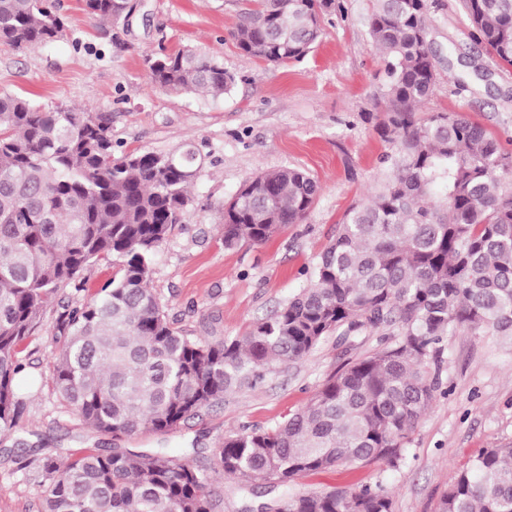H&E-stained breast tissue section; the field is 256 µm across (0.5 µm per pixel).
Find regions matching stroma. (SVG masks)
<instances>
[{"instance_id":"obj_1","label":"stroma","mask_w":512,"mask_h":512,"mask_svg":"<svg viewBox=\"0 0 512 512\" xmlns=\"http://www.w3.org/2000/svg\"><path fill=\"white\" fill-rule=\"evenodd\" d=\"M66 18L56 41L18 49L0 41V93L43 108L86 107L112 119L124 151L197 155L191 203L153 261L151 288L171 326L215 341L251 326L310 284V274L350 205L367 199L390 148L382 133V54L368 21L374 0H336L322 34L303 60L272 66L241 55L227 32L245 0H141L130 20L101 22L83 0H55ZM428 38L437 83L422 116L455 112L482 125L512 151V67L475 41L460 0H428ZM191 49L234 73L231 93L154 87L147 54ZM297 168L321 192L303 221L262 244L224 245V204L256 173ZM79 300L59 290L38 333L24 344L18 391L25 400L19 428L0 435V512H40L42 486L26 461L65 448H163L182 455L202 449L207 463L225 434L241 426L269 428L304 406L323 381L379 343L363 333L341 342L326 337L307 357L260 386L225 397L165 434L119 441L91 431L62 401L50 377L65 336L62 313ZM442 386L419 419L400 468L375 463L348 474L299 479L294 493L326 492L358 481L382 484L393 512H435L457 474L483 451L512 443V344L487 332L446 336ZM213 512H240L260 499L221 471L210 474Z\"/></svg>"}]
</instances>
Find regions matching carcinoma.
<instances>
[{"label": "carcinoma", "instance_id": "obj_1", "mask_svg": "<svg viewBox=\"0 0 512 512\" xmlns=\"http://www.w3.org/2000/svg\"><path fill=\"white\" fill-rule=\"evenodd\" d=\"M335 0H252L230 31L240 53L277 66L304 59ZM477 41L512 66V0H462ZM128 0H84L112 22ZM428 0H375L369 19L382 52L383 134L393 147L368 201L348 209L310 285L244 336L200 342L174 330L150 280L158 248L191 200L195 153L117 156L112 121L87 108L45 110L0 94V432L20 426L16 390L26 339L59 289L111 256L119 279L61 321L51 382L90 429L165 433L224 396L253 388L326 337L389 331L272 428L224 435L217 465L241 488L271 494L296 480L384 461L398 468L442 384L439 344L458 330L512 341V152L460 113L416 117L437 73ZM65 19L50 0H0V39L54 42ZM150 82L221 97L234 74L190 50L146 57ZM320 194L296 168L262 171L224 204V246L262 244L300 223ZM41 512H211L204 469L165 449L81 448L38 458ZM259 512H392L390 493L361 484L283 494ZM437 512H512V445L479 454Z\"/></svg>", "mask_w": 512, "mask_h": 512}]
</instances>
